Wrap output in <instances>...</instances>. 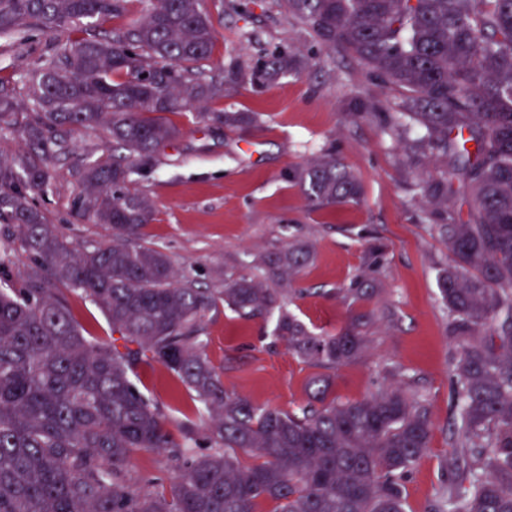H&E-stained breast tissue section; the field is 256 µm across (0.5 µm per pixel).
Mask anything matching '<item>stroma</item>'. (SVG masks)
<instances>
[{
  "label": "stroma",
  "instance_id": "1",
  "mask_svg": "<svg viewBox=\"0 0 512 512\" xmlns=\"http://www.w3.org/2000/svg\"><path fill=\"white\" fill-rule=\"evenodd\" d=\"M200 8L214 26L213 70L277 49L319 53L320 66L259 92L238 86L226 92L216 109L259 113V126L246 131L225 130L192 108L173 114L181 138L162 149L159 164L136 184L155 203L145 238L202 288L259 273L285 247H305L307 266L287 281L291 312L317 336L338 334L351 317L364 315L362 352L333 369L312 365L278 336L275 314L248 317L222 305L207 319L205 353L225 386L285 412L309 404V383L319 376L342 402L387 386L426 397L430 444L401 489L406 512H434L448 485L444 463L455 417L450 313L438 292L439 274L453 256L431 228L432 207L418 192L436 162L409 156L383 117L349 118L357 101L388 105L380 81L355 58L320 50L303 22L275 0H200ZM49 41L39 33L22 46L0 40V81L14 84L32 71ZM327 151L360 180L363 194L359 202L313 211L287 173ZM106 153L100 134L77 135L56 165L52 191L38 200L80 246L111 238L105 226L72 212L81 165ZM360 278L372 289L370 299L353 291ZM138 382L166 405L173 423L183 421L188 396L161 365H141Z\"/></svg>",
  "mask_w": 512,
  "mask_h": 512
}]
</instances>
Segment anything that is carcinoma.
I'll list each match as a JSON object with an SVG mask.
<instances>
[{"instance_id": "obj_1", "label": "carcinoma", "mask_w": 512, "mask_h": 512, "mask_svg": "<svg viewBox=\"0 0 512 512\" xmlns=\"http://www.w3.org/2000/svg\"><path fill=\"white\" fill-rule=\"evenodd\" d=\"M322 48L360 62L392 97L389 129L417 130L413 149L440 161L419 193L442 210L438 233L454 265L438 288L452 316L457 422L442 512H512V0H279ZM125 0H0V38L52 41L26 101L0 86V129L21 139L0 152V232L28 254L25 275L0 255V512H406L400 478L429 448L428 401L401 389L326 401L298 413L254 405L224 387L204 353L206 321L223 302L245 315L278 311L277 330L306 362L335 368L364 348V316L318 337L284 306L283 289L243 275L222 288L179 277L144 240L155 206L132 188L180 128L167 115L300 73L292 50L251 67L208 70L210 17L199 0H150L146 14L107 34L100 22ZM231 130L254 112H201ZM101 131L110 154L80 173L75 215L103 224L112 243L79 247L35 197L52 190L73 134ZM315 211L357 201L362 185L332 153L289 173ZM461 188L469 220L447 209ZM308 253L288 247L264 264L282 281ZM89 298L112 336L90 335L68 295ZM119 337H113V334ZM161 364L208 414L170 429L166 407L135 376ZM251 455L244 465L236 450ZM140 450L177 470L170 488L132 470ZM468 483L460 489L455 480Z\"/></svg>"}]
</instances>
